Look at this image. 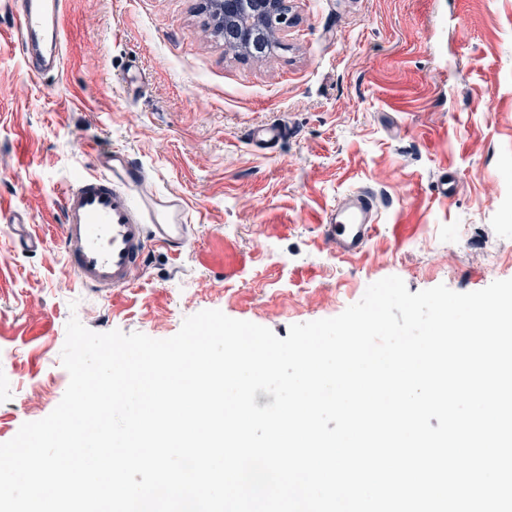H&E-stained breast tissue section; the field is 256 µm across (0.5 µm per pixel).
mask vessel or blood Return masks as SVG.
<instances>
[{"mask_svg": "<svg viewBox=\"0 0 512 512\" xmlns=\"http://www.w3.org/2000/svg\"><path fill=\"white\" fill-rule=\"evenodd\" d=\"M65 0H8L29 68L37 74L60 71L64 61L61 30ZM379 210L377 196L354 192L336 205L324 233L339 255L360 252L371 239ZM191 226L182 198L153 189L129 163L103 162L63 198L62 245L67 266L83 286L110 297L130 286L150 246L185 247Z\"/></svg>", "mask_w": 512, "mask_h": 512, "instance_id": "vessel-or-blood-1", "label": "vessel or blood"}]
</instances>
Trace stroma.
I'll return each mask as SVG.
<instances>
[{"mask_svg": "<svg viewBox=\"0 0 512 512\" xmlns=\"http://www.w3.org/2000/svg\"><path fill=\"white\" fill-rule=\"evenodd\" d=\"M278 48L225 47L204 0H68L60 73H32L0 10V443L69 384L70 318L167 339L206 309L287 338L374 281L456 292L512 279V0H288ZM276 122L269 151L250 130ZM189 205L109 300L64 265L61 199L112 151ZM453 190L442 194V179ZM368 189L378 228L335 256L323 226ZM22 210L39 249L20 246Z\"/></svg>", "mask_w": 512, "mask_h": 512, "instance_id": "obj_1", "label": "stroma"}]
</instances>
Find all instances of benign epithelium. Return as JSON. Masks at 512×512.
I'll return each mask as SVG.
<instances>
[{
	"label": "benign epithelium",
	"instance_id": "1",
	"mask_svg": "<svg viewBox=\"0 0 512 512\" xmlns=\"http://www.w3.org/2000/svg\"><path fill=\"white\" fill-rule=\"evenodd\" d=\"M214 18L224 24V42L254 57L266 56L267 35L284 34L290 18L287 0H206Z\"/></svg>",
	"mask_w": 512,
	"mask_h": 512
}]
</instances>
